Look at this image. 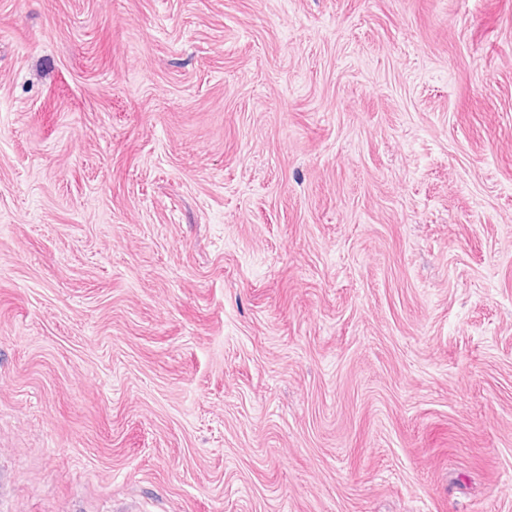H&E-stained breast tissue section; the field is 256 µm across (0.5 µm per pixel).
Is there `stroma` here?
I'll use <instances>...</instances> for the list:
<instances>
[{
	"mask_svg": "<svg viewBox=\"0 0 512 512\" xmlns=\"http://www.w3.org/2000/svg\"><path fill=\"white\" fill-rule=\"evenodd\" d=\"M0 512H512V0H0Z\"/></svg>",
	"mask_w": 512,
	"mask_h": 512,
	"instance_id": "obj_1",
	"label": "stroma"
}]
</instances>
